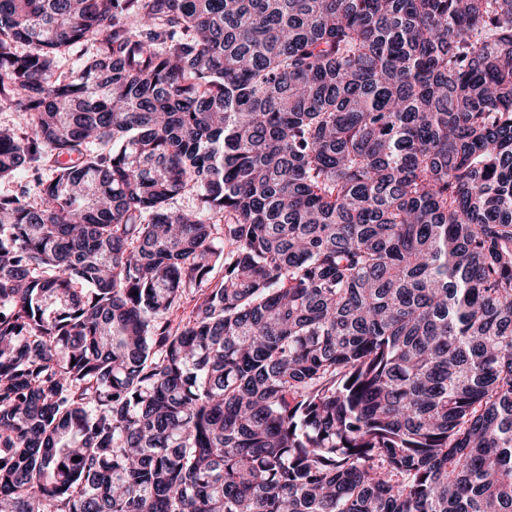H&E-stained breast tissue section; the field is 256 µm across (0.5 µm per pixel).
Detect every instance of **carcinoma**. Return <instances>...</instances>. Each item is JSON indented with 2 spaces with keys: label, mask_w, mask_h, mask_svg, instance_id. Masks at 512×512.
<instances>
[{
  "label": "carcinoma",
  "mask_w": 512,
  "mask_h": 512,
  "mask_svg": "<svg viewBox=\"0 0 512 512\" xmlns=\"http://www.w3.org/2000/svg\"><path fill=\"white\" fill-rule=\"evenodd\" d=\"M0 104V512H512V0H0Z\"/></svg>",
  "instance_id": "obj_1"
}]
</instances>
